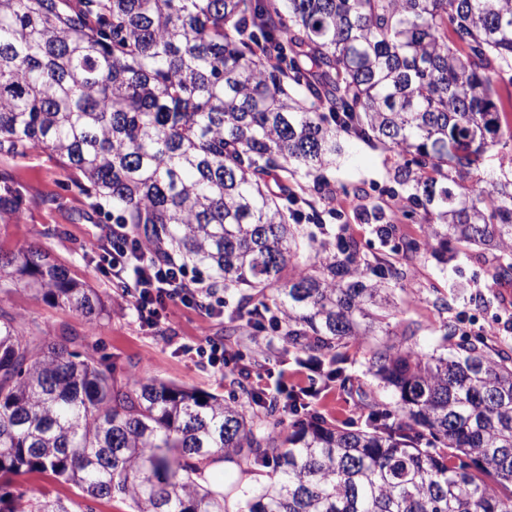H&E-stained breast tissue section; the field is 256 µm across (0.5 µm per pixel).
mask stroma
I'll return each instance as SVG.
<instances>
[{"instance_id": "stroma-1", "label": "stroma", "mask_w": 512, "mask_h": 512, "mask_svg": "<svg viewBox=\"0 0 512 512\" xmlns=\"http://www.w3.org/2000/svg\"><path fill=\"white\" fill-rule=\"evenodd\" d=\"M394 164V156L381 144L349 142L338 167L326 174L334 200L332 209H325L312 193L304 213L318 215L325 238H333L339 225L346 224L365 250L382 252L372 224L361 213V201L354 195L355 189L360 188L371 198L387 203L390 223L399 225L408 235L419 236L420 226L408 214L407 202L391 180ZM0 173L9 175L26 198L20 220L0 221V250L11 252L31 246L45 250L52 259L67 266L76 280L106 296L110 313L91 332L79 313L51 304L23 288L0 293L1 308L26 330H41L53 337L65 332L87 335L96 349V358L116 365L123 374L156 377L229 396L230 372L198 362L180 353L179 348L198 344L207 337L224 342L228 315L238 300L235 291L224 293L223 316L211 318L201 311L174 305L158 325L141 323L123 288L99 270L96 257L86 250L101 218L90 198L72 186L71 173L60 159L42 149L23 156L0 154ZM413 264L419 276L408 285L409 295L403 299L400 313L389 321L393 339H400L404 327L414 322L420 326L423 348L430 351L436 347L435 331L443 317L457 319L460 329L470 334L490 322L505 325L502 308L484 286L486 266L478 250L456 254L445 265L424 252ZM439 296L447 299L449 312L442 313L434 307ZM366 361V355L360 353L346 364L348 375L354 385L362 388V395L349 396L334 385L314 399V406L328 420L363 422L364 399H387V392L368 373Z\"/></svg>"}]
</instances>
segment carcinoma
<instances>
[{
    "label": "carcinoma",
    "instance_id": "1",
    "mask_svg": "<svg viewBox=\"0 0 512 512\" xmlns=\"http://www.w3.org/2000/svg\"><path fill=\"white\" fill-rule=\"evenodd\" d=\"M509 73L512 0H0V153H54L105 223L211 271V293L239 292L227 337L270 322L263 358L282 341L344 385L348 350L389 335L418 254L478 246L486 287L512 284V128L492 79ZM350 139L395 154L422 228L407 237L367 202L388 255L345 224L319 242L299 222ZM24 205L0 174V221ZM17 287L92 331L107 312L38 247L0 254V289ZM438 332L440 354L409 326L370 348L395 401L339 425L301 391L244 387L243 403L125 380L85 338L47 341L0 308V512H73L11 491L32 472L131 512H229L198 482L220 463L272 470L238 512H512V345L452 318Z\"/></svg>",
    "mask_w": 512,
    "mask_h": 512
}]
</instances>
